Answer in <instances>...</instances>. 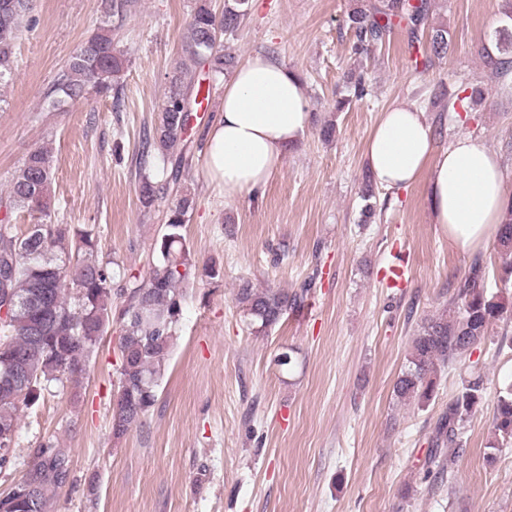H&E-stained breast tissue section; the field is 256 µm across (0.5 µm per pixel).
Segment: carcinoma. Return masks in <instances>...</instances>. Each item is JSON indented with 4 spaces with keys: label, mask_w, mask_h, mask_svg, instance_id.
I'll use <instances>...</instances> for the list:
<instances>
[{
    "label": "carcinoma",
    "mask_w": 512,
    "mask_h": 512,
    "mask_svg": "<svg viewBox=\"0 0 512 512\" xmlns=\"http://www.w3.org/2000/svg\"><path fill=\"white\" fill-rule=\"evenodd\" d=\"M248 0H227L216 15L199 0L182 41L184 61L169 76V90L153 135H145L139 165L141 205L150 209L158 194L175 191L164 217V231L155 245V257L143 280L129 273L117 277L99 258L94 228L73 224H48L52 156L45 147L31 150L12 176L9 208L37 219L19 236L9 217L0 220V302L11 297L14 308L0 318V426L17 428L19 412L31 409L51 385L76 380L112 325V294L126 299L119 310L123 334L118 385L114 389L111 428L125 435L155 404L157 390L182 315V289L192 274L190 250L183 228L193 210L190 193L181 189L183 156L180 146L194 121L187 107L189 96L200 91L198 74H224L227 59L220 37L233 34L247 15ZM431 0H364L348 14L346 25L353 34L351 51L368 53L391 33L393 20L406 23L411 37L427 23ZM30 10V0H0V86L12 77L13 41ZM496 49L504 58L495 62L492 78L503 92L512 91V32L499 30ZM124 61L114 48L111 30L103 28L88 38L71 56L47 91L53 107L62 109L87 99L94 92L109 95ZM163 163L164 182L149 173L155 155ZM502 281L512 278V210L500 225ZM120 288H113L114 284ZM306 290L289 293L259 289L246 281L235 301L258 334L276 326L284 314L302 306ZM512 316V306L489 292L480 264L471 267L455 296L435 317L422 321L414 334L408 366L394 386L397 398L426 404L436 388V371L465 358L485 338L489 327ZM479 372L450 400L433 436L430 464L434 477L445 473L441 450L460 447L459 430L474 413L484 395ZM494 434L512 440V383L499 392ZM71 482L70 451L51 441L32 451V461L10 490L0 497V512H47L50 501Z\"/></svg>",
    "instance_id": "obj_1"
}]
</instances>
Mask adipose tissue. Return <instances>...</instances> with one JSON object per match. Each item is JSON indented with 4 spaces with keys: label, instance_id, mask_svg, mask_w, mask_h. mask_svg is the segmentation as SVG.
<instances>
[{
    "label": "adipose tissue",
    "instance_id": "obj_1",
    "mask_svg": "<svg viewBox=\"0 0 512 512\" xmlns=\"http://www.w3.org/2000/svg\"><path fill=\"white\" fill-rule=\"evenodd\" d=\"M309 120L301 79L274 59L250 58L225 83L221 111L207 131L210 181L230 199L256 194ZM364 158L375 183L386 189L427 175L432 220L449 245L462 251L487 245L512 202L494 153L468 135L436 149L424 112L411 105L395 103L382 113L367 137Z\"/></svg>",
    "mask_w": 512,
    "mask_h": 512
}]
</instances>
